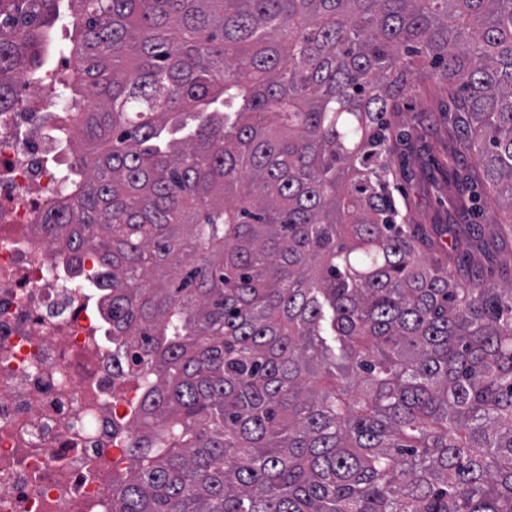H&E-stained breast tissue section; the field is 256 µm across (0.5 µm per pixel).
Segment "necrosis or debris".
<instances>
[{
  "label": "necrosis or debris",
  "mask_w": 512,
  "mask_h": 512,
  "mask_svg": "<svg viewBox=\"0 0 512 512\" xmlns=\"http://www.w3.org/2000/svg\"><path fill=\"white\" fill-rule=\"evenodd\" d=\"M54 72L0 112V512H112L137 383L114 375L101 319L41 230L62 191Z\"/></svg>",
  "instance_id": "1"
}]
</instances>
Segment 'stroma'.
I'll return each instance as SVG.
<instances>
[{
    "instance_id": "stroma-1",
    "label": "stroma",
    "mask_w": 512,
    "mask_h": 512,
    "mask_svg": "<svg viewBox=\"0 0 512 512\" xmlns=\"http://www.w3.org/2000/svg\"><path fill=\"white\" fill-rule=\"evenodd\" d=\"M398 120L411 134L408 143L397 146L393 154L395 185L410 221L480 228L482 251L461 261L460 267L483 280L502 283L503 267L512 266V224L501 221L505 203L481 210L460 206L454 186L466 177L471 159L464 156L453 163L448 160L447 92L421 83L414 95L401 100Z\"/></svg>"
}]
</instances>
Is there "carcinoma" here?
Listing matches in <instances>:
<instances>
[{
  "label": "carcinoma",
  "instance_id": "1",
  "mask_svg": "<svg viewBox=\"0 0 512 512\" xmlns=\"http://www.w3.org/2000/svg\"><path fill=\"white\" fill-rule=\"evenodd\" d=\"M60 27L43 229L141 387L112 512H512V270L407 222L389 119L417 58L512 197V0H0V112Z\"/></svg>",
  "mask_w": 512,
  "mask_h": 512
}]
</instances>
